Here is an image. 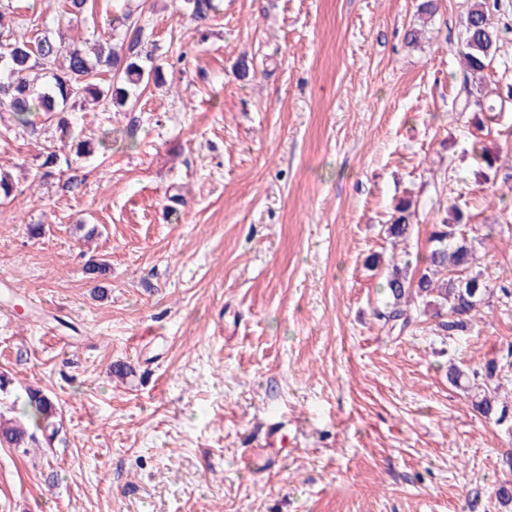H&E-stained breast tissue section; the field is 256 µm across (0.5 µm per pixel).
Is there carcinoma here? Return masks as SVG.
Returning <instances> with one entry per match:
<instances>
[{
	"label": "carcinoma",
	"instance_id": "cac0c4a2",
	"mask_svg": "<svg viewBox=\"0 0 512 512\" xmlns=\"http://www.w3.org/2000/svg\"><path fill=\"white\" fill-rule=\"evenodd\" d=\"M89 0H58L60 19L78 24L85 19ZM192 18L207 20L216 10L213 0H191ZM123 34L118 42H96L94 51L78 46L62 50V41L38 31L22 35L0 25V108L13 113L23 127L34 126L32 117L42 112L69 131L65 113L91 99H107L125 106L140 86L165 83L163 67L155 63L153 52L142 49L141 27L131 10L122 15ZM502 31L488 14L485 0H479L464 18L461 44L465 77L483 81L496 57ZM512 103V87L506 96L475 97L467 93L465 108L473 112L475 125L483 128L497 121ZM485 179L497 176L499 156L482 148L476 152ZM411 204L395 207L387 236L406 239L411 235ZM471 215L454 207L448 217L433 225L429 251L416 258L392 263L386 274L384 307L375 310L378 319L399 330L420 317L437 319L441 336H465L482 310L490 305L494 289L474 270L472 240L462 227ZM504 367L491 361L482 369L465 370L448 365V382L462 390L486 419L499 424L512 419V411L498 399ZM24 415L52 439L61 427L55 402L39 389L28 390ZM34 434L19 422L0 414V445L25 448Z\"/></svg>",
	"mask_w": 512,
	"mask_h": 512
}]
</instances>
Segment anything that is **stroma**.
Returning <instances> with one entry per match:
<instances>
[{
  "instance_id": "1",
  "label": "stroma",
  "mask_w": 512,
  "mask_h": 512,
  "mask_svg": "<svg viewBox=\"0 0 512 512\" xmlns=\"http://www.w3.org/2000/svg\"><path fill=\"white\" fill-rule=\"evenodd\" d=\"M420 2L218 0L199 28L186 0H96L61 28L55 0H15L6 26L86 48L133 8L166 83L74 112L91 152L47 181L58 134L0 109L17 187L0 203V414L22 417L30 386L62 411L54 441L0 446V512H507L512 425L448 364L505 366L512 347V180H484L473 152L512 167V111L481 131L463 108L474 0L428 20ZM491 17L483 86L503 92L512 0ZM403 198L413 233L394 246ZM455 205L490 308L452 339L431 319L388 331L383 264L426 253Z\"/></svg>"
}]
</instances>
